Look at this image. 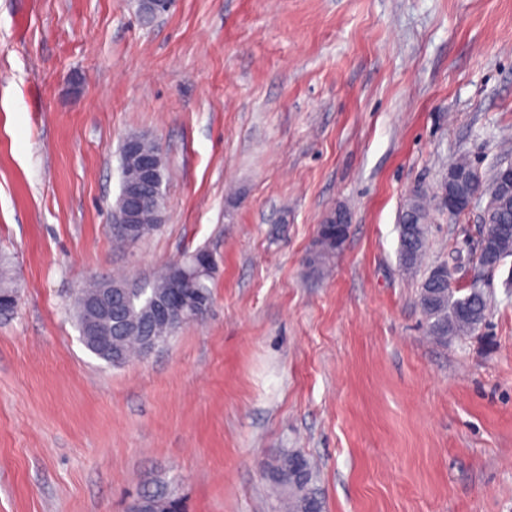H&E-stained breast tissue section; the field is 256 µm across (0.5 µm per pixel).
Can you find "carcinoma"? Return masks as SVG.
Instances as JSON below:
<instances>
[{
	"label": "carcinoma",
	"mask_w": 512,
	"mask_h": 512,
	"mask_svg": "<svg viewBox=\"0 0 512 512\" xmlns=\"http://www.w3.org/2000/svg\"><path fill=\"white\" fill-rule=\"evenodd\" d=\"M451 173L462 172L467 180L458 187L460 197H487L497 219L485 225V235L489 245L498 256V264L487 265L477 260V265L486 272H494L512 257V198H502L496 177L482 181L469 159L461 157L448 166ZM448 187V178L444 177L433 193L422 188L413 191L403 207L398 224V259L402 268L413 272L421 266L427 247V224L435 220L439 212L438 201ZM165 209V198L158 203L145 206L137 235L132 237L115 224H110L112 240L118 245H127L139 241L157 231L155 216L158 210ZM342 246L335 236H325L318 252L309 263L314 266L326 264ZM208 251L200 249L178 260L181 278L178 292L190 294L196 298L199 308L190 316L169 324L154 323L147 318L149 305L160 293L171 291L173 283L170 268H165L153 279L140 282V287L129 293L117 295L114 309L117 319L112 321V347L103 346L90 338L82 337L87 350L98 359L119 366L126 363L135 354H145L146 346L152 340L156 345L167 342L174 334L190 321L203 317L212 301L209 282L215 273V266L202 269L203 259ZM17 289L5 262L0 259V297L8 298ZM419 305L426 316L427 332L436 340H445L450 336L464 337L478 331L486 322L490 309V300L485 291L466 290L460 296L452 288L451 273L448 265L437 264L428 268L420 282L418 291ZM270 480L278 487L288 489V499L283 502L284 512H322V502L309 490L312 470L309 461L299 451H291L280 458L270 472ZM141 496L151 512H168L177 507L175 499L164 491H145Z\"/></svg>",
	"instance_id": "cac0c4a2"
}]
</instances>
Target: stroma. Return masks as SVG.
<instances>
[{
  "mask_svg": "<svg viewBox=\"0 0 512 512\" xmlns=\"http://www.w3.org/2000/svg\"><path fill=\"white\" fill-rule=\"evenodd\" d=\"M156 139L160 231L108 227L119 148ZM512 162V0H0V512H278L302 452L324 512H512V257L472 255L483 203L428 227L424 267L491 301L438 343L398 260L414 188L457 157ZM326 269L307 260L336 207ZM203 249L212 305L120 367L82 345L89 282ZM141 496L146 501L148 509L152 512H168L166 508L178 506L175 499L171 498L165 491H144ZM144 508L143 501L138 495L127 505L126 512H151Z\"/></svg>",
  "mask_w": 512,
  "mask_h": 512,
  "instance_id": "35a3bbf8",
  "label": "stroma"
}]
</instances>
